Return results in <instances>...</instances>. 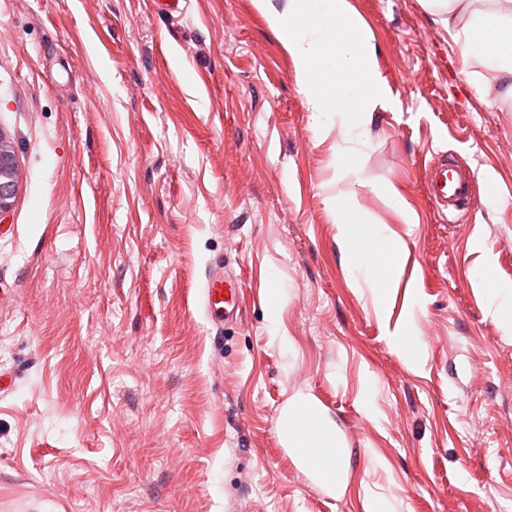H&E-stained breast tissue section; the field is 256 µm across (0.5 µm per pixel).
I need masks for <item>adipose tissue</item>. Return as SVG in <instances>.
Instances as JSON below:
<instances>
[{"label":"adipose tissue","mask_w":512,"mask_h":512,"mask_svg":"<svg viewBox=\"0 0 512 512\" xmlns=\"http://www.w3.org/2000/svg\"><path fill=\"white\" fill-rule=\"evenodd\" d=\"M472 0H425L426 8L442 15L449 37L460 43L464 58L478 61L485 70L486 90L512 99V0H485L482 8ZM333 218L338 242L352 286L368 284L377 305H384L397 282L400 244L379 224L369 223L365 211L351 195L337 193ZM277 425L290 450L320 448L314 473L335 483L343 460L336 427L305 395L289 400Z\"/></svg>","instance_id":"obj_1"}]
</instances>
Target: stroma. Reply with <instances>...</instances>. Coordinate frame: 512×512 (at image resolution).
<instances>
[{
	"label": "stroma",
	"mask_w": 512,
	"mask_h": 512,
	"mask_svg": "<svg viewBox=\"0 0 512 512\" xmlns=\"http://www.w3.org/2000/svg\"><path fill=\"white\" fill-rule=\"evenodd\" d=\"M0 0V512H512V101L422 0H350L394 106L351 191L403 243L384 310L352 287L341 149L253 0ZM475 175L449 222L440 157ZM394 186L408 211L384 190ZM242 284L216 334L207 271ZM284 301L271 310L274 291ZM413 320V364L389 334ZM307 395L344 444L331 487L277 420ZM11 159L13 160V155L5 152L3 139L0 137V217L9 212L15 191V165L14 161L11 163ZM472 282L487 294L494 315L512 330V286H496L483 271Z\"/></svg>",
	"instance_id": "35a3bbf8"
}]
</instances>
